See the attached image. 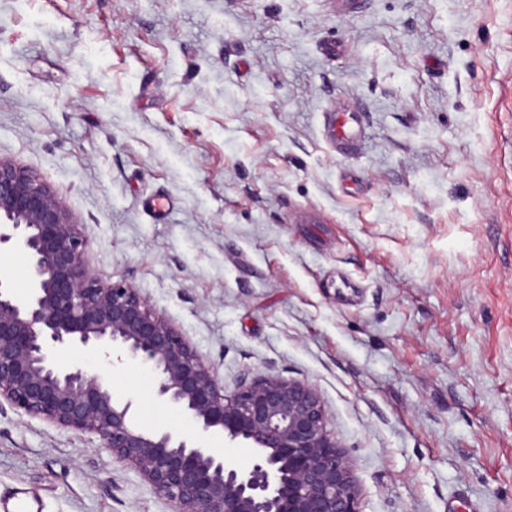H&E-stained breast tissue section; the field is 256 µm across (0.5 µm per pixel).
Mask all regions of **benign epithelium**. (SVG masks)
Here are the masks:
<instances>
[{
    "instance_id": "benign-epithelium-1",
    "label": "benign epithelium",
    "mask_w": 512,
    "mask_h": 512,
    "mask_svg": "<svg viewBox=\"0 0 512 512\" xmlns=\"http://www.w3.org/2000/svg\"><path fill=\"white\" fill-rule=\"evenodd\" d=\"M64 202L32 169L0 158V250L25 257L26 291L0 274V410L97 436L138 470L172 512H359L350 462L325 426L310 385L278 375L224 394L213 368L127 280L103 281ZM81 348L103 363H135L161 403L194 432L147 429L135 402L88 364L59 367ZM247 445L240 465L211 442Z\"/></svg>"
}]
</instances>
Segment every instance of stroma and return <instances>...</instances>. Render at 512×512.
Returning a JSON list of instances; mask_svg holds the SVG:
<instances>
[{
  "instance_id": "stroma-1",
  "label": "stroma",
  "mask_w": 512,
  "mask_h": 512,
  "mask_svg": "<svg viewBox=\"0 0 512 512\" xmlns=\"http://www.w3.org/2000/svg\"><path fill=\"white\" fill-rule=\"evenodd\" d=\"M0 157L225 393L311 384L360 512H512V0H0ZM102 371L192 432L142 367ZM18 499L171 512L94 435L7 408ZM355 114L337 115L330 130L331 139L336 143V148H348L357 139L355 125L357 124Z\"/></svg>"
}]
</instances>
